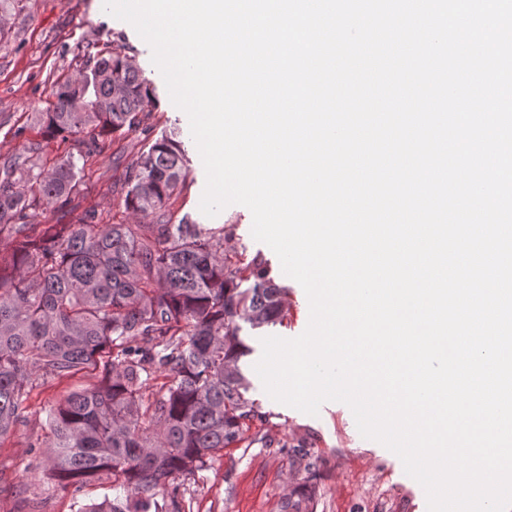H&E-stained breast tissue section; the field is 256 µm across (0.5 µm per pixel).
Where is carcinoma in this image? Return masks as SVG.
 Here are the masks:
<instances>
[{"mask_svg":"<svg viewBox=\"0 0 512 512\" xmlns=\"http://www.w3.org/2000/svg\"><path fill=\"white\" fill-rule=\"evenodd\" d=\"M51 94L41 140L0 169V438L34 385L91 369L94 386L49 409L43 482L78 491L114 479V496L80 512H124L130 500L181 512L174 480L206 469L261 418L246 397L238 321L279 322L285 289L256 257L229 264L224 230L173 223L169 203L187 179L175 131L145 143L124 175L119 205L147 223L102 224L93 207L76 224L29 223L42 204L70 203L75 157L125 128L149 131V88L120 50L87 52ZM76 95L87 111L70 108ZM70 139L77 153L41 169L43 149Z\"/></svg>","mask_w":512,"mask_h":512,"instance_id":"carcinoma-1","label":"carcinoma"}]
</instances>
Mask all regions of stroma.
Returning <instances> with one entry per match:
<instances>
[{
    "mask_svg": "<svg viewBox=\"0 0 512 512\" xmlns=\"http://www.w3.org/2000/svg\"><path fill=\"white\" fill-rule=\"evenodd\" d=\"M8 34L0 41V164L37 140L38 113L53 98V84L78 71L88 45L121 49L131 57L151 94L150 133L132 131L101 141V150L83 164L77 187L65 211L49 207L31 217L35 224H74L96 207L105 224H129L133 218L120 207L111 187L121 182L146 138L179 130L187 157L188 178L182 193L171 200L174 219L226 231L224 249L230 256L261 257L274 281L287 288L283 319L261 328L241 323L240 337L250 352L240 361L250 383L248 398L260 413L244 441L221 451L207 468L178 479L184 512H427L423 487L404 471L399 457L377 441L363 438L350 408L324 403L310 416L278 403L265 392L254 370L262 355V338L301 335L309 321L303 288L285 275L276 254L251 233L252 215L233 204L218 215H204L199 204L205 188L204 166L190 133L187 115L176 108L165 82L151 62V50L127 22L103 9V0H32L30 8L13 12ZM24 136H17V129ZM96 381L93 372L54 380L33 388L28 410L10 437L0 441V512H78L86 503L111 493L112 482L90 483L80 492L44 484V449L36 441L47 425V410L70 392ZM309 456H302V449ZM315 470H308L309 458Z\"/></svg>",
    "mask_w": 512,
    "mask_h": 512,
    "instance_id": "35a3bbf8",
    "label": "stroma"
}]
</instances>
